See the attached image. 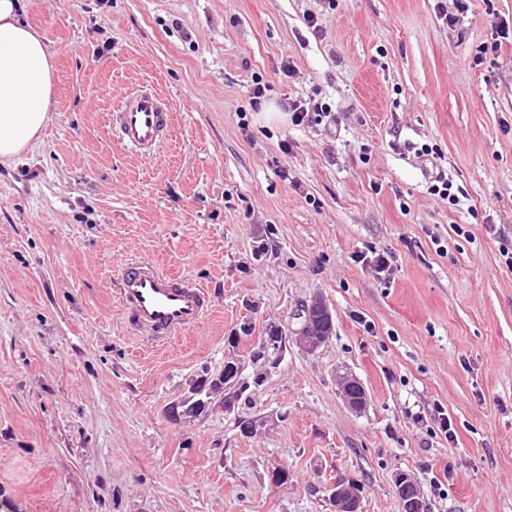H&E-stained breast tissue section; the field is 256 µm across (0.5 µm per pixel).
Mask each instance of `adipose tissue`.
<instances>
[{"mask_svg":"<svg viewBox=\"0 0 512 512\" xmlns=\"http://www.w3.org/2000/svg\"><path fill=\"white\" fill-rule=\"evenodd\" d=\"M20 0H0V158L35 143L53 107L54 64L48 44L26 21Z\"/></svg>","mask_w":512,"mask_h":512,"instance_id":"ef3b65f1","label":"adipose tissue"}]
</instances>
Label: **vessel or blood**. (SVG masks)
<instances>
[{"mask_svg": "<svg viewBox=\"0 0 512 512\" xmlns=\"http://www.w3.org/2000/svg\"><path fill=\"white\" fill-rule=\"evenodd\" d=\"M113 121L123 143L150 156L170 135L173 113L163 96L143 87L124 96ZM116 286L126 321L151 343H165L197 329L209 309V293L203 286L149 261L124 267Z\"/></svg>", "mask_w": 512, "mask_h": 512, "instance_id": "vessel-or-blood-1", "label": "vessel or blood"}]
</instances>
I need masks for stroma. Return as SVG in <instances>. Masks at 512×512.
<instances>
[{"label": "stroma", "mask_w": 512, "mask_h": 512, "mask_svg": "<svg viewBox=\"0 0 512 512\" xmlns=\"http://www.w3.org/2000/svg\"><path fill=\"white\" fill-rule=\"evenodd\" d=\"M23 5L56 104L38 143L0 161V512H331L340 479L359 512H400V473L426 512H512V37L480 53L512 0ZM257 78L335 124L262 122ZM143 86L174 116L149 157L112 126ZM440 172L459 205L430 194ZM368 248L391 254L390 279L353 262ZM132 257L210 291L199 329L160 347L127 329L114 275ZM317 297L328 340L288 343L252 407L172 417L228 356L252 377L254 337L292 334ZM247 320L253 338L230 345ZM339 388L344 402L350 409L359 411L365 406V391L356 379L349 376L341 377Z\"/></svg>", "instance_id": "1"}]
</instances>
